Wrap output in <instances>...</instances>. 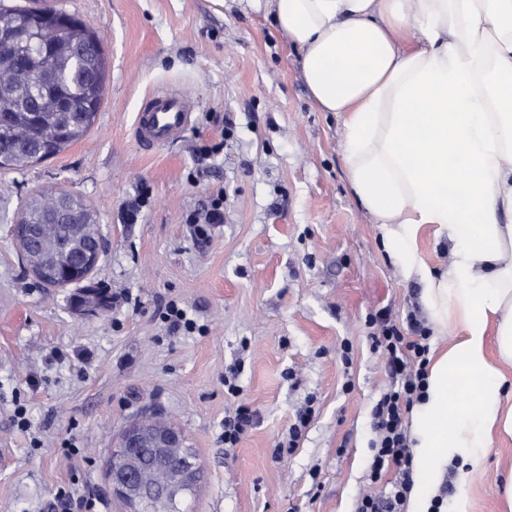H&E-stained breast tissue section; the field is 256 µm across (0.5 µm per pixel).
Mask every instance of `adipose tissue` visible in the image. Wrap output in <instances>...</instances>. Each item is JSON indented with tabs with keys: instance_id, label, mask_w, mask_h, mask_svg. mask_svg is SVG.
Masks as SVG:
<instances>
[{
	"instance_id": "adipose-tissue-1",
	"label": "adipose tissue",
	"mask_w": 512,
	"mask_h": 512,
	"mask_svg": "<svg viewBox=\"0 0 512 512\" xmlns=\"http://www.w3.org/2000/svg\"><path fill=\"white\" fill-rule=\"evenodd\" d=\"M266 5L319 108L343 118L355 195L451 336L410 428L406 512H430L449 467L512 444V0ZM428 238L450 247L446 269Z\"/></svg>"
}]
</instances>
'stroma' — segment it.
Masks as SVG:
<instances>
[{
    "instance_id": "1",
    "label": "stroma",
    "mask_w": 512,
    "mask_h": 512,
    "mask_svg": "<svg viewBox=\"0 0 512 512\" xmlns=\"http://www.w3.org/2000/svg\"><path fill=\"white\" fill-rule=\"evenodd\" d=\"M49 2L97 24L107 80L83 139L0 169V512H81L88 497L96 512H129L112 494L109 460L146 412L180 426L203 468L184 512H355L371 410L389 384L366 319L382 308L423 314L422 285L402 277L352 191L343 120L311 96L301 49L252 0ZM160 88L189 98L193 122L145 152L134 119ZM215 112L232 116L230 136ZM217 142L211 176L191 181L201 149ZM57 187L91 207L108 241L90 281L109 300L96 315L75 311L78 286L43 287L11 233L25 204ZM218 187L225 219L197 242L183 217ZM143 192L146 209L124 223L123 205ZM171 300L203 332L169 335L157 311ZM237 363L240 400L257 419L228 448L224 371ZM308 404L297 448L279 452ZM511 467L512 446L473 473L450 470L438 495L464 492L473 512H500ZM61 487L71 506L58 503Z\"/></svg>"
}]
</instances>
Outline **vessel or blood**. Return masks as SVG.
<instances>
[{"mask_svg": "<svg viewBox=\"0 0 512 512\" xmlns=\"http://www.w3.org/2000/svg\"><path fill=\"white\" fill-rule=\"evenodd\" d=\"M191 119V104L186 97L174 91L158 90L137 113L134 138L141 150L151 151L180 140Z\"/></svg>", "mask_w": 512, "mask_h": 512, "instance_id": "b4317fda", "label": "vessel or blood"}]
</instances>
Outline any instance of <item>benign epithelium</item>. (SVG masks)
I'll list each match as a JSON object with an SVG mask.
<instances>
[{
  "label": "benign epithelium",
  "mask_w": 512,
  "mask_h": 512,
  "mask_svg": "<svg viewBox=\"0 0 512 512\" xmlns=\"http://www.w3.org/2000/svg\"><path fill=\"white\" fill-rule=\"evenodd\" d=\"M62 33V20L50 15L41 28V39L53 45ZM24 33L0 35V59L13 58ZM39 74L26 75L0 67V85H30ZM58 122L57 133L65 137L75 124L72 101L66 97L51 100ZM27 113L10 124L7 147L0 146L5 156H35L41 151L42 140L35 135L40 112ZM43 216L39 224H27L20 218L13 225V236L22 257L33 275L48 287H66L88 280L98 266L103 252L101 236L93 212L76 196L64 188H57L48 197L37 200ZM104 294L85 288L75 301V309L90 313L107 306ZM150 450L153 466L167 474L158 484H145L139 478L142 451ZM188 453L187 439L182 429L161 417H146L129 424L121 434L110 461L112 494L130 503L133 512H165L187 487H195L202 477L198 463L183 468H172V461Z\"/></svg>",
  "instance_id": "1"
}]
</instances>
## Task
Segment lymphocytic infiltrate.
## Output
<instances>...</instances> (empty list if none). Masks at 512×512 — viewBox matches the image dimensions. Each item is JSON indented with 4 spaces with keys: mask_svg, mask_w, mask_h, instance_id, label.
I'll list each match as a JSON object with an SVG mask.
<instances>
[{
    "mask_svg": "<svg viewBox=\"0 0 512 512\" xmlns=\"http://www.w3.org/2000/svg\"><path fill=\"white\" fill-rule=\"evenodd\" d=\"M374 350L380 351L392 377L372 410V427L376 439L372 444L369 466L371 483L380 482L388 471L397 476L388 492L364 494L356 512H402L413 488L411 454L406 416L423 394L428 375L429 330L416 315L400 323L385 309L369 315Z\"/></svg>",
    "mask_w": 512,
    "mask_h": 512,
    "instance_id": "f902f5d3",
    "label": "lymphocytic infiltrate"
}]
</instances>
